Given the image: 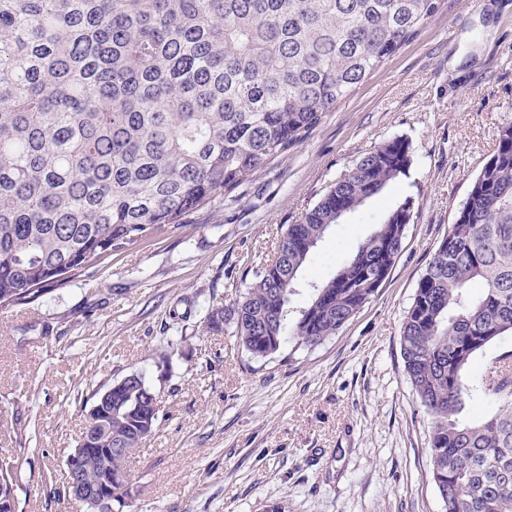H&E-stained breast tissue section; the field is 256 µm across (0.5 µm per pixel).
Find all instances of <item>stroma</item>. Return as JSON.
<instances>
[{
    "label": "stroma",
    "instance_id": "35a3bbf8",
    "mask_svg": "<svg viewBox=\"0 0 512 512\" xmlns=\"http://www.w3.org/2000/svg\"><path fill=\"white\" fill-rule=\"evenodd\" d=\"M512 123V0H442L420 33L303 141L233 192L105 256L0 319V452L34 420L18 512H75L62 477L95 392L143 374L159 426L128 465L114 512H444L429 480V418L408 383L400 328L431 252ZM407 138V178L331 227L298 276L296 313L403 195L415 199L389 278L335 336L256 359L203 307L230 303L294 223L355 161Z\"/></svg>",
    "mask_w": 512,
    "mask_h": 512
}]
</instances>
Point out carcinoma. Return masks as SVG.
<instances>
[{
  "label": "carcinoma",
  "mask_w": 512,
  "mask_h": 512,
  "mask_svg": "<svg viewBox=\"0 0 512 512\" xmlns=\"http://www.w3.org/2000/svg\"><path fill=\"white\" fill-rule=\"evenodd\" d=\"M440 0H0V310L94 268L105 255L231 192L299 143L413 40ZM409 141L361 157L282 232L244 296L208 306L253 358L336 335L389 277L413 218L398 198L297 318L286 306L331 226L407 176ZM480 284L475 295L472 285ZM512 336V124L430 256L400 336L404 371L431 418L430 481L445 512H512V375L467 368ZM496 410L464 420L466 402ZM141 374L95 394L77 441L92 482L120 502L130 452L154 435ZM26 483L0 457V491Z\"/></svg>",
  "instance_id": "obj_1"
}]
</instances>
